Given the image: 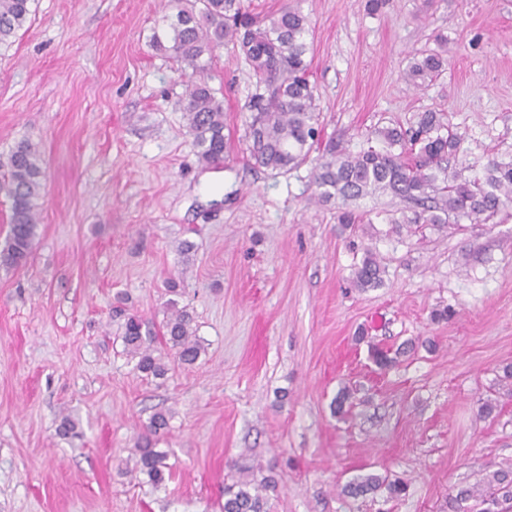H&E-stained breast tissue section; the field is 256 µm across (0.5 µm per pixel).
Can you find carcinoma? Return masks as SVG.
I'll return each instance as SVG.
<instances>
[{
	"label": "carcinoma",
	"instance_id": "cac0c4a2",
	"mask_svg": "<svg viewBox=\"0 0 512 512\" xmlns=\"http://www.w3.org/2000/svg\"><path fill=\"white\" fill-rule=\"evenodd\" d=\"M34 0H0V46L8 45L30 20ZM311 24L300 11L282 7L259 18L249 12L243 0H198L181 9L169 24L166 40L156 39L155 47L172 52L194 78L187 85L182 102L186 126L193 136L198 158L208 166L226 160L229 143L224 136V99L208 85L200 65L202 57L231 45L241 52L256 84L247 111V153L255 164L276 173H286L308 162L318 136L316 88L309 80L307 35ZM448 48L441 46L411 61L407 77L418 87L436 79L445 70ZM382 147L370 146L352 152L330 139L312 167L313 184L318 199H336L344 207L340 218L355 223L349 210L351 202L377 192L389 193L413 204L412 214L402 215L397 224H457L466 218L472 224H486L512 203V159L488 160L482 173L467 177L445 164L457 153L461 137L432 111L420 113L408 129L383 128L376 132ZM7 175L0 180V193L10 200V229L0 264H24L37 236L38 200L42 197L45 170L36 146L22 141L11 151L6 162ZM360 288L381 285V269L368 255L355 270ZM193 315L187 307L170 301L164 325V341L173 351L175 361L184 366L197 362L204 346L193 330ZM125 350L138 358L136 370L143 377L162 378L168 365L154 356L151 339L142 333L141 320L131 315L123 324L121 336ZM168 429L162 412L152 415L147 434L136 443L135 470L147 483L160 487L171 476L167 454L155 448L153 436ZM265 480L257 485L237 481L224 487L221 512H270L263 491ZM385 489L388 496L399 497L407 484L367 475L348 483L343 492L363 496ZM482 498L492 507L512 501V466L494 471L483 487L461 489L452 500L453 512H468L465 503Z\"/></svg>",
	"mask_w": 512,
	"mask_h": 512
}]
</instances>
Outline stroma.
I'll return each instance as SVG.
<instances>
[{"mask_svg":"<svg viewBox=\"0 0 512 512\" xmlns=\"http://www.w3.org/2000/svg\"><path fill=\"white\" fill-rule=\"evenodd\" d=\"M245 2L310 18L322 138L356 152L430 110L463 138L453 168L512 159V0ZM176 12L34 0L0 48V162L26 140L46 171L32 252L0 266V512H221L226 485L266 479L270 512H448L459 489L512 466V207L487 224H403L405 203L378 193L341 223L314 200L310 164L250 161L256 87L229 48L205 78L232 151L202 165L182 64L151 45ZM443 43L446 70L414 88L412 57ZM368 255L383 282L363 289ZM172 280L205 352L151 381L116 311L161 335ZM376 347L397 352L391 367ZM159 411L172 475L155 488L133 448ZM368 474L409 489L344 494Z\"/></svg>","mask_w":512,"mask_h":512,"instance_id":"35a3bbf8","label":"stroma"}]
</instances>
